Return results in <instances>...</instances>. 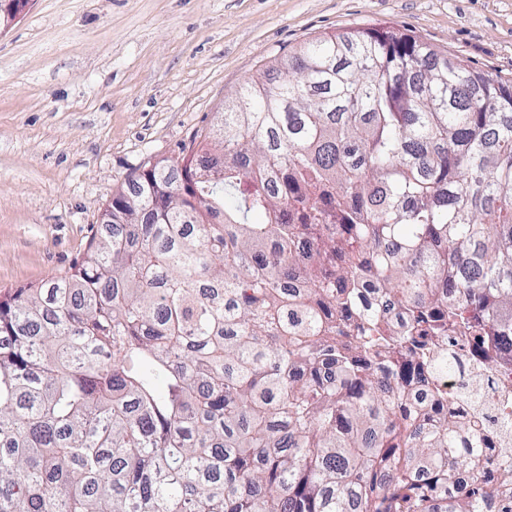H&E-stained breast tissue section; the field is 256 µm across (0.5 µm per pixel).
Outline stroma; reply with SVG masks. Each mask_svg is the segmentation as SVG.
Masks as SVG:
<instances>
[{
	"label": "stroma",
	"mask_w": 512,
	"mask_h": 512,
	"mask_svg": "<svg viewBox=\"0 0 512 512\" xmlns=\"http://www.w3.org/2000/svg\"><path fill=\"white\" fill-rule=\"evenodd\" d=\"M353 28L512 79V0H33L0 36V300L80 261L129 179L198 150L241 87Z\"/></svg>",
	"instance_id": "obj_1"
}]
</instances>
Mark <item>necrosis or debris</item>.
Wrapping results in <instances>:
<instances>
[{"instance_id":"4bbe7bcc","label":"necrosis or debris","mask_w":512,"mask_h":512,"mask_svg":"<svg viewBox=\"0 0 512 512\" xmlns=\"http://www.w3.org/2000/svg\"><path fill=\"white\" fill-rule=\"evenodd\" d=\"M447 346L456 351L462 372L435 380L430 390H422L407 385L403 390L406 404L415 406L425 415L434 414L440 405L456 403V391L465 377L480 375L482 386L493 402L494 417L473 410L467 406H458L457 418L479 428L483 453L479 460L482 471L492 476L491 490L494 500L512 497V454H501L499 420H512V361L501 362L497 367L487 368L485 357L495 355L496 349L490 338L475 340L458 332L449 333Z\"/></svg>"}]
</instances>
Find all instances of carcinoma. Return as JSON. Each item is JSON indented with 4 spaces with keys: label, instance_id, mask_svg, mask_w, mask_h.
Segmentation results:
<instances>
[{
    "label": "carcinoma",
    "instance_id": "carcinoma-1",
    "mask_svg": "<svg viewBox=\"0 0 512 512\" xmlns=\"http://www.w3.org/2000/svg\"><path fill=\"white\" fill-rule=\"evenodd\" d=\"M450 328L512 357V81L318 37L0 301V512H485L477 431L397 395Z\"/></svg>",
    "mask_w": 512,
    "mask_h": 512
}]
</instances>
